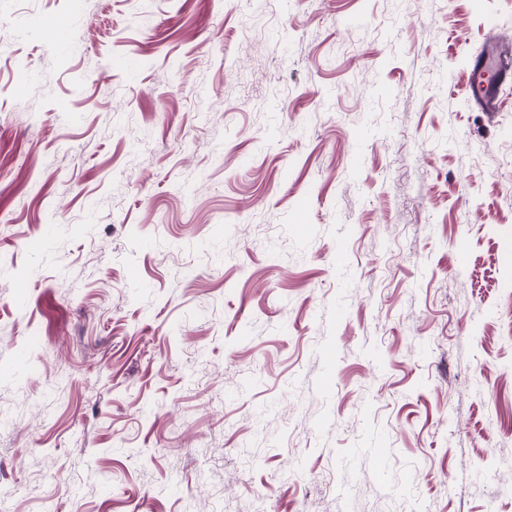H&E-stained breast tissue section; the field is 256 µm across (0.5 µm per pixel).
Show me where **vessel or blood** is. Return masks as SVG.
Returning <instances> with one entry per match:
<instances>
[{"label": "vessel or blood", "instance_id": "vessel-or-blood-1", "mask_svg": "<svg viewBox=\"0 0 512 512\" xmlns=\"http://www.w3.org/2000/svg\"><path fill=\"white\" fill-rule=\"evenodd\" d=\"M470 100L482 112H496L501 106L500 93L512 81V44L492 39L473 58Z\"/></svg>", "mask_w": 512, "mask_h": 512}]
</instances>
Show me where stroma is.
Instances as JSON below:
<instances>
[{"label": "stroma", "instance_id": "obj_1", "mask_svg": "<svg viewBox=\"0 0 512 512\" xmlns=\"http://www.w3.org/2000/svg\"><path fill=\"white\" fill-rule=\"evenodd\" d=\"M493 33L512 0H0V512H512ZM470 100L481 112L500 110L501 88L512 81L511 42L487 41L473 58L471 66Z\"/></svg>", "mask_w": 512, "mask_h": 512}]
</instances>
